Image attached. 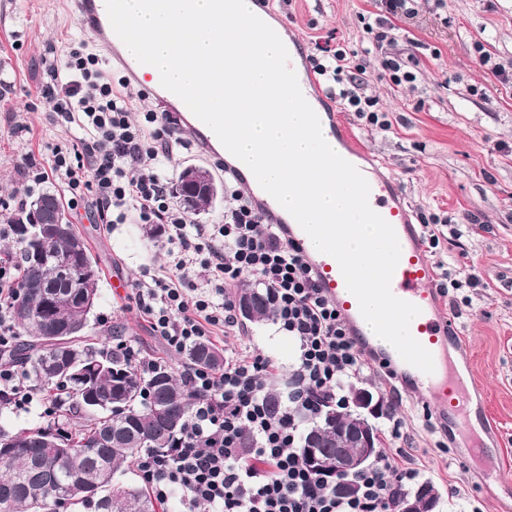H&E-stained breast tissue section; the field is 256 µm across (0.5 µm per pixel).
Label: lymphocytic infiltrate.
Here are the masks:
<instances>
[{"instance_id": "f902f5d3", "label": "lymphocytic infiltrate", "mask_w": 512, "mask_h": 512, "mask_svg": "<svg viewBox=\"0 0 512 512\" xmlns=\"http://www.w3.org/2000/svg\"><path fill=\"white\" fill-rule=\"evenodd\" d=\"M310 63L331 96L351 111L372 103L360 90L366 70L345 53L318 45ZM40 102L47 119L76 127L77 135L48 154L25 156V190L54 181L70 209L86 208L105 224L128 218L159 227L167 260L148 265L131 284L130 300L155 335L177 352L238 326L233 289L259 281L272 300L274 321L298 344L285 401L271 406V358L233 352L220 370L183 372L195 401L174 454L138 457L154 498L182 492L186 512H394L399 492L416 476L398 454L383 453L353 475L355 497L337 495L335 476L312 472L296 443L297 418L318 416L330 397L343 404L344 381L373 367L358 350L335 304L318 287L301 248L284 243L263 223L240 182L225 176L232 201L219 224L194 223L174 200L166 167L174 151L193 152L172 113L149 110L133 118L126 78H114L84 40L68 44L64 60L42 58Z\"/></svg>"}]
</instances>
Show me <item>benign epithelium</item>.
<instances>
[{
	"mask_svg": "<svg viewBox=\"0 0 512 512\" xmlns=\"http://www.w3.org/2000/svg\"><path fill=\"white\" fill-rule=\"evenodd\" d=\"M210 185L209 172L204 168L189 166L179 195L183 205L189 207L196 202V195L207 193ZM17 224L25 229V235L34 237L32 228H43L45 238L58 235H73L70 224H42L39 213L25 212L17 217ZM351 403L354 413H336V441L332 444L333 452L326 456L319 451L322 436L318 432L308 431L304 435L305 447L309 450V466L317 472H327L336 468V472L347 475L355 474L372 463V458L379 451L376 437L362 424V414L371 415L380 410V400L364 388L353 390ZM439 497L431 485L421 484L410 495L398 500L396 512H435Z\"/></svg>",
	"mask_w": 512,
	"mask_h": 512,
	"instance_id": "obj_1",
	"label": "benign epithelium"
}]
</instances>
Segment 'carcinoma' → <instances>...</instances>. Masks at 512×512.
Listing matches in <instances>:
<instances>
[{
  "instance_id": "1",
  "label": "carcinoma",
  "mask_w": 512,
  "mask_h": 512,
  "mask_svg": "<svg viewBox=\"0 0 512 512\" xmlns=\"http://www.w3.org/2000/svg\"><path fill=\"white\" fill-rule=\"evenodd\" d=\"M35 210L48 223L66 220L63 203L53 189H45L20 212ZM13 224L16 263L21 280L11 301L35 282L44 291L29 299L39 313L43 292L75 299L98 296L99 272L62 278L51 261L36 263L26 247L24 232ZM90 311L71 302L57 307L52 323L70 329L53 336L38 317L22 322L13 317L16 335L0 349V361L17 368L26 381L51 398L55 417L46 426L14 432L0 426V512H57L59 500L85 512H155L148 492L125 479L133 473L142 452L172 453L178 447L193 398L164 360L148 372L133 365L124 353L99 346L87 331ZM109 358L111 368L78 378L74 370L93 359ZM186 363L207 368L224 366V353L199 342L185 353ZM96 391L112 399V406H81L80 392ZM64 433L70 452L62 453L53 436Z\"/></svg>"
}]
</instances>
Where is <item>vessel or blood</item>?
<instances>
[{
    "mask_svg": "<svg viewBox=\"0 0 512 512\" xmlns=\"http://www.w3.org/2000/svg\"><path fill=\"white\" fill-rule=\"evenodd\" d=\"M76 21L81 31L91 33L113 60L119 61L131 79L146 74L144 65L125 59L122 41L114 33L104 0H73ZM289 64L294 69L306 100L320 98L322 90L313 80L307 56L297 38L287 42ZM149 75V74H146ZM154 90L179 120L192 116L188 107L172 92L164 89L159 74L149 75ZM323 132L337 144L338 154L354 165L370 185L369 204L394 228L401 246V257L391 281L392 293L419 307L411 323V333L434 360L433 373L426 374L409 365L388 342L371 333L362 317L357 299L347 290L338 262L329 255L309 253V262L319 288L333 301L344 317L350 335L359 349L377 362L388 364L393 379L409 396L425 395L430 411L441 427L455 434L472 432L485 420V389L470 369L471 355L459 341L455 322L448 317L445 300L435 286L436 273L430 262L418 225L412 223L399 185L384 178L373 159L356 146L350 130L339 115L329 109L318 112ZM256 209L266 222L281 225L286 241L306 245L309 237L295 219L281 210L267 192L253 193Z\"/></svg>",
    "mask_w": 512,
    "mask_h": 512,
    "instance_id": "vessel-or-blood-1",
    "label": "vessel or blood"
}]
</instances>
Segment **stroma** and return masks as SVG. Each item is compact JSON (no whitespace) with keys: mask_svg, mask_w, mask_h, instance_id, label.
I'll list each match as a JSON object with an SVG mask.
<instances>
[{"mask_svg":"<svg viewBox=\"0 0 512 512\" xmlns=\"http://www.w3.org/2000/svg\"><path fill=\"white\" fill-rule=\"evenodd\" d=\"M271 12L300 34L306 55L319 37L358 53L370 74L363 88L387 129L336 105L360 147L381 172L398 181L413 222H429L439 239L428 249L442 264L437 283L446 285L448 316L461 333L475 373L484 381L489 416L498 441L492 464L504 480L497 497L480 485L479 462L451 454L454 437L429 419L424 399L395 389L385 375L364 379L385 410L403 421L404 438H384L382 449H404V460L431 482L439 512H512V88L500 83L493 65L512 66V0H416L413 15L395 19L392 53L414 58L413 82L394 85L381 77V59L365 54L366 22L380 14L377 0H271ZM80 30L63 0H0V206L21 185L26 154L62 142L68 131L50 125L37 91L39 60L48 49L64 53ZM68 218L88 242L99 268V298L89 328L102 346L117 342L148 359L177 362L148 322L130 311L127 286L144 266L162 264L161 237L143 224L105 227L84 210ZM474 274L476 287H450L457 269ZM125 289L115 290V281ZM220 350L247 348L277 360L270 390L284 392L295 345L271 321H241L239 330L214 339Z\"/></svg>","mask_w":512,"mask_h":512,"instance_id":"obj_1","label":"stroma"}]
</instances>
